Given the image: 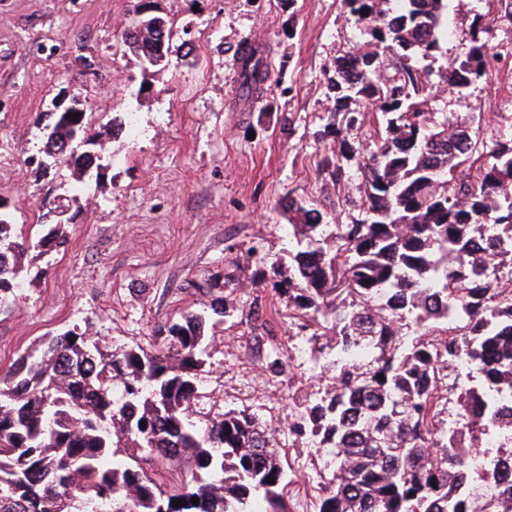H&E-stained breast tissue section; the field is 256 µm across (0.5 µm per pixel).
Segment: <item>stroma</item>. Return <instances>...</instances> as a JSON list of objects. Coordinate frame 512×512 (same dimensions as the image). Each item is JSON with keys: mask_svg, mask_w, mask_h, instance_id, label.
<instances>
[{"mask_svg": "<svg viewBox=\"0 0 512 512\" xmlns=\"http://www.w3.org/2000/svg\"><path fill=\"white\" fill-rule=\"evenodd\" d=\"M143 10L172 29L166 64H144L122 38ZM448 13V39L416 63L431 89L421 108L470 124L485 145L511 139L512 8L449 0ZM481 25L499 62L449 89L446 68ZM370 41L341 0H0V211L36 244L0 302V373L47 335L86 329L109 350H148L165 325L201 316L202 418L255 416L277 442L291 512H318L333 454L292 434L288 419L295 401L324 397L334 374L308 355L267 372L271 348L288 353L303 330L287 296L245 281L288 264V199L325 224L363 218L364 176L349 164L332 179L323 129L337 57ZM244 44L271 73L247 100L235 65ZM75 97L103 144L99 166L79 178L46 164L37 122ZM62 204V243L39 248L45 213Z\"/></svg>", "mask_w": 512, "mask_h": 512, "instance_id": "stroma-1", "label": "stroma"}]
</instances>
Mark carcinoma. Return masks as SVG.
I'll return each instance as SVG.
<instances>
[{
  "instance_id": "1",
  "label": "carcinoma",
  "mask_w": 512,
  "mask_h": 512,
  "mask_svg": "<svg viewBox=\"0 0 512 512\" xmlns=\"http://www.w3.org/2000/svg\"><path fill=\"white\" fill-rule=\"evenodd\" d=\"M342 5L372 49L336 59L324 134L363 171L368 198L363 219L332 228L310 221L301 202L288 208V236L302 248L288 269L273 270V287L324 340L315 365L336 369L333 389L301 404L291 429L310 431L336 457L319 512H495L512 497L504 487L512 469L501 460L478 470L473 460L485 426L512 435V398L494 394L512 378V289L496 277L512 264V142L486 153L470 126L428 119L416 101L423 83L408 65L391 82L380 78L386 51L405 60L438 51L448 0H399L391 12L380 0ZM124 38L155 67L171 28L143 18ZM492 59L474 36L470 53L448 65V83L471 85ZM236 68L241 97L262 92L269 71L259 50L238 51ZM354 98L376 106L377 140L365 160L349 138L365 123V113L347 111ZM85 115L44 113L45 153L67 166L81 158L82 174L95 157L74 138L96 144ZM465 165L478 167V181L463 176ZM29 249L0 213V301ZM201 323L188 316L152 349L120 354L73 329L42 337L40 354L16 360L0 376V512H288L273 439L254 416L194 421ZM461 356L473 384L461 429L448 430L438 370ZM155 458L175 471L164 488L141 465Z\"/></svg>"
}]
</instances>
